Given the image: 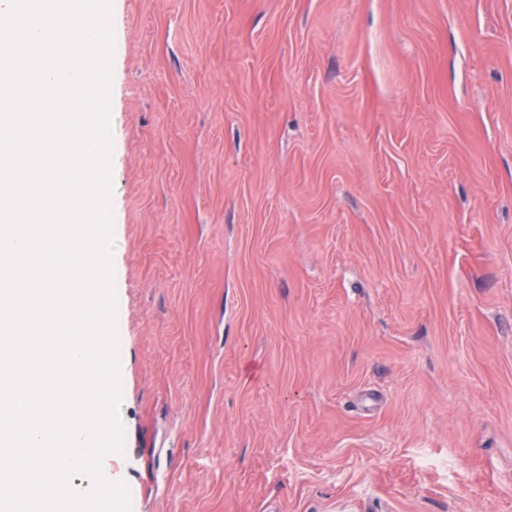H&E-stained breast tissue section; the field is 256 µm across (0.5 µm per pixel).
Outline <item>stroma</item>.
Segmentation results:
<instances>
[{"label":"stroma","instance_id":"1","mask_svg":"<svg viewBox=\"0 0 512 512\" xmlns=\"http://www.w3.org/2000/svg\"><path fill=\"white\" fill-rule=\"evenodd\" d=\"M131 512H512V0H111Z\"/></svg>","mask_w":512,"mask_h":512}]
</instances>
